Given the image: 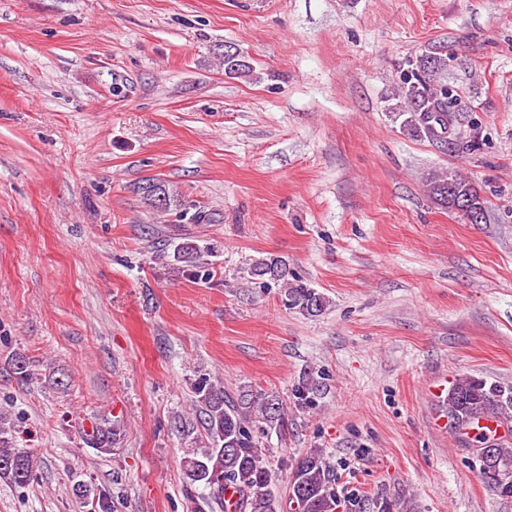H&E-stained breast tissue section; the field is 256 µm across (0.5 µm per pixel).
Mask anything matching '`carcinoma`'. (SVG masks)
Returning <instances> with one entry per match:
<instances>
[{
  "instance_id": "1",
  "label": "carcinoma",
  "mask_w": 512,
  "mask_h": 512,
  "mask_svg": "<svg viewBox=\"0 0 512 512\" xmlns=\"http://www.w3.org/2000/svg\"><path fill=\"white\" fill-rule=\"evenodd\" d=\"M255 68L242 50L237 56H224V74L230 78H252ZM448 55L423 50L408 59L400 80L396 107L404 117L402 129L411 137L442 141L440 134L458 124L464 105L457 90L448 86ZM480 148L476 137L448 139V149L474 153ZM461 196H469L487 219V200L473 184L454 172L434 174L429 180V196L437 204L448 206V184ZM136 192L152 208L166 211L180 205V200L167 186L147 178L136 186ZM177 260L196 267L201 248L190 241L179 244ZM259 287L284 285L283 302L290 309L317 317L326 310L329 300L324 294L299 280H288V264L279 257L266 258L250 269ZM323 382L305 373L291 389L290 400L275 392H242L234 398L224 387L203 373L193 384L195 405L207 446L194 451L183 461L187 487L201 486L208 490L202 503L192 512H400L398 502L384 494L372 497L342 495L336 486L334 465L322 449L314 448L293 460L290 467L288 493L282 497L275 490L274 474L261 447L256 425L262 433L288 432V404L298 410L313 406ZM448 423L454 430L471 428L485 434L478 426L486 417L508 418L512 415V386L487 382L466 376L456 379L448 389ZM116 424L105 419L92 423L85 431V440L102 454L112 453ZM18 431L10 415L0 412V477L17 487H27L36 478L37 460L19 447ZM493 470H479V477L497 496L512 499V446L499 438L495 443ZM232 487L236 499L228 504L224 491ZM73 494L90 505L89 512H114L112 493L105 488L77 482Z\"/></svg>"
}]
</instances>
